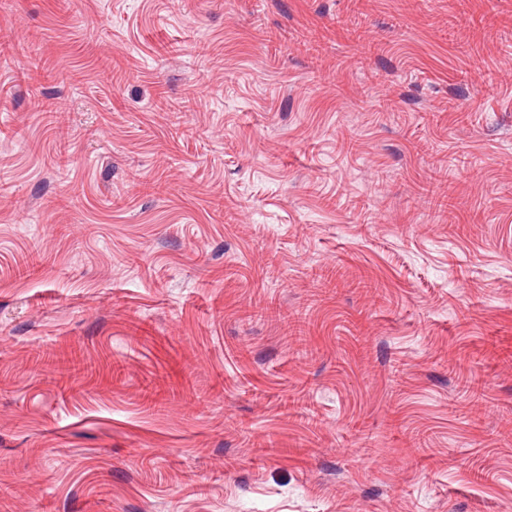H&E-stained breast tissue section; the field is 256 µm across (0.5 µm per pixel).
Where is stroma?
Segmentation results:
<instances>
[{
    "mask_svg": "<svg viewBox=\"0 0 512 512\" xmlns=\"http://www.w3.org/2000/svg\"><path fill=\"white\" fill-rule=\"evenodd\" d=\"M0 512H512V0H0Z\"/></svg>",
    "mask_w": 512,
    "mask_h": 512,
    "instance_id": "stroma-1",
    "label": "stroma"
}]
</instances>
